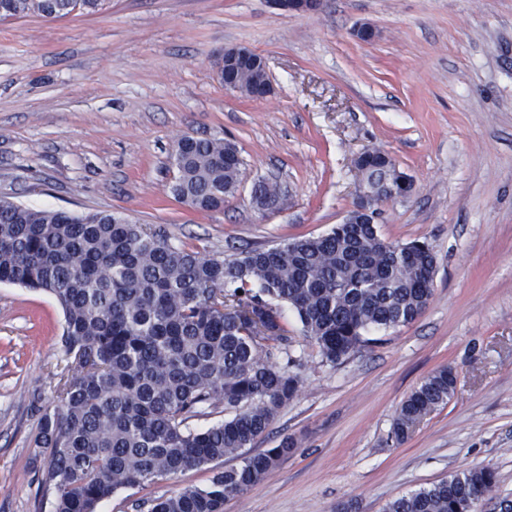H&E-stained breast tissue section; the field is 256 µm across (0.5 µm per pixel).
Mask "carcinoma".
Masks as SVG:
<instances>
[{
	"label": "carcinoma",
	"instance_id": "cac0c4a2",
	"mask_svg": "<svg viewBox=\"0 0 512 512\" xmlns=\"http://www.w3.org/2000/svg\"><path fill=\"white\" fill-rule=\"evenodd\" d=\"M101 2L0 0V18L95 12ZM233 80L248 96L257 74L243 68ZM175 162L172 193L191 208L217 209L236 193L242 161L234 143L183 136ZM353 168L376 203L401 194L399 167L385 151H363ZM255 192L268 204L280 196L270 182ZM435 271L426 243H387L374 224H338L224 259L109 212L75 215L0 199V282L49 293L65 319V365L51 374L54 405L41 408L33 440L46 461L42 484L55 492L53 512H97L120 488L241 456L240 466L213 471L207 487L185 486L149 507L224 512L296 447L286 438L243 455L299 387L279 305L296 312L322 359L338 364L369 330L414 322L433 296ZM456 386L449 365L425 378L396 413V442L447 404ZM216 410L227 418L187 427ZM495 487L493 470L466 468L385 512H472Z\"/></svg>",
	"mask_w": 512,
	"mask_h": 512
}]
</instances>
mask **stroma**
<instances>
[{
    "label": "stroma",
    "mask_w": 512,
    "mask_h": 512,
    "mask_svg": "<svg viewBox=\"0 0 512 512\" xmlns=\"http://www.w3.org/2000/svg\"><path fill=\"white\" fill-rule=\"evenodd\" d=\"M363 24L373 40L355 36ZM233 47L264 57L268 97L220 82ZM185 135L236 142L241 182L222 208L173 196ZM373 146L414 182L379 204L377 231L430 244L433 296L339 365L283 308L302 383L254 448L297 446L224 512H384L470 467L497 476L479 512L512 499V0H321L308 14L271 0H103L94 13L0 20V199L109 211L230 259L341 223L352 160ZM261 181L280 186L272 208L252 200ZM63 329L48 293L0 284V512L52 510L31 442L54 400ZM446 364L454 397L396 443L400 403ZM210 475L206 465L123 488L98 512H147Z\"/></svg>",
    "instance_id": "1"
}]
</instances>
